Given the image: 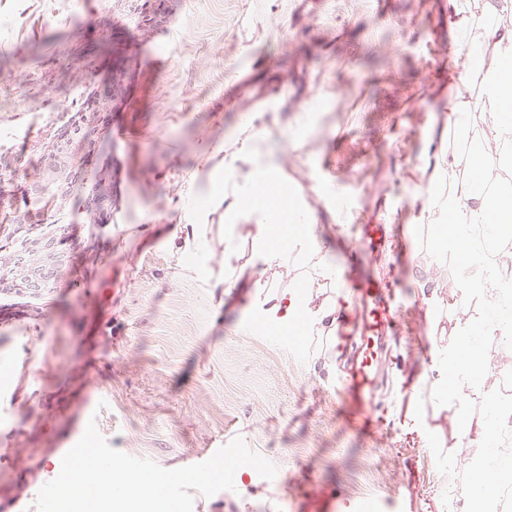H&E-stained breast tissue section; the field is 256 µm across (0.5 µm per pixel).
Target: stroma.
I'll use <instances>...</instances> for the list:
<instances>
[{"instance_id":"stroma-1","label":"stroma","mask_w":512,"mask_h":512,"mask_svg":"<svg viewBox=\"0 0 512 512\" xmlns=\"http://www.w3.org/2000/svg\"><path fill=\"white\" fill-rule=\"evenodd\" d=\"M0 0V239L42 226L54 240L52 288L0 295V501L36 512L53 453L95 415L109 445L167 469L208 459L235 437L277 468L239 491L195 495L193 512H470L469 465L492 443L459 439L487 417L482 391L512 395V351L492 358L464 405L435 360L490 322L486 297L461 302L464 258L445 251L451 127L447 69L466 71L457 18L474 0ZM163 62L153 63L154 50ZM289 97H281V87ZM275 119L263 151L312 215L328 262L371 209L387 210L378 278L400 277L401 335L379 393L375 432L347 426L344 361L268 322L251 287L225 293L224 239L242 257L246 212H215L193 245L199 198L218 157L253 113ZM98 129L75 139L66 197L36 195L43 143L67 116ZM27 124L15 145L8 132ZM417 195L405 199L403 191ZM105 192L99 221L89 199ZM433 201L423 208L422 198ZM435 334L439 346L423 336ZM451 464L449 502L436 466ZM319 491L322 503L311 502Z\"/></svg>"}]
</instances>
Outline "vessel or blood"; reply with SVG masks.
<instances>
[{"mask_svg": "<svg viewBox=\"0 0 512 512\" xmlns=\"http://www.w3.org/2000/svg\"><path fill=\"white\" fill-rule=\"evenodd\" d=\"M384 230L383 216L359 225L347 255L344 279L348 292V311L331 337L333 347L356 339L357 351L340 378L348 425L357 432L373 429L376 397L380 388L385 343L396 330L400 306L394 285L376 279L367 269L369 247L377 233Z\"/></svg>", "mask_w": 512, "mask_h": 512, "instance_id": "vessel-or-blood-1", "label": "vessel or blood"}]
</instances>
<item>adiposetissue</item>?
<instances>
[{"instance_id": "1", "label": "adipose tissue", "mask_w": 512, "mask_h": 512, "mask_svg": "<svg viewBox=\"0 0 512 512\" xmlns=\"http://www.w3.org/2000/svg\"><path fill=\"white\" fill-rule=\"evenodd\" d=\"M482 13L488 21L486 33L493 38L491 52L485 54L479 66L481 77L477 90L485 111L501 116L502 122L483 136V143L493 144L495 151L512 155V28L504 27L503 17H512V0H484ZM268 121L265 113L256 114L248 131L239 137L234 148L225 153L222 163L226 173L242 180L244 191L227 197L223 191H211L205 205L197 213L199 225H206L210 214L235 209L247 210L260 218L252 241V256L246 262L232 266L224 280L225 291H232L243 277H250L255 288L254 296L265 308L270 322L291 327L303 321L305 332L319 334L323 322L333 317L336 306L332 303L313 304L312 297L321 280L330 278L333 270L322 250L316 225L302 227L286 225L279 245H272L267 238V225L276 215V207L268 206L258 193L263 179L274 180L277 200H285L288 187L281 181L274 165L257 166L254 162L256 145L266 133ZM500 175L493 166L470 168L468 177L448 188V216L455 224L443 243L448 252L470 254L471 242L463 233L466 224H490L503 227L512 224V205L498 201L496 195L485 193L487 183H500ZM281 267L300 270L301 276L290 285H277L264 280L257 273L258 267ZM437 367L450 375L451 394L460 396L464 389L475 386L487 374L488 366L477 354H462L452 350L441 359Z\"/></svg>"}]
</instances>
